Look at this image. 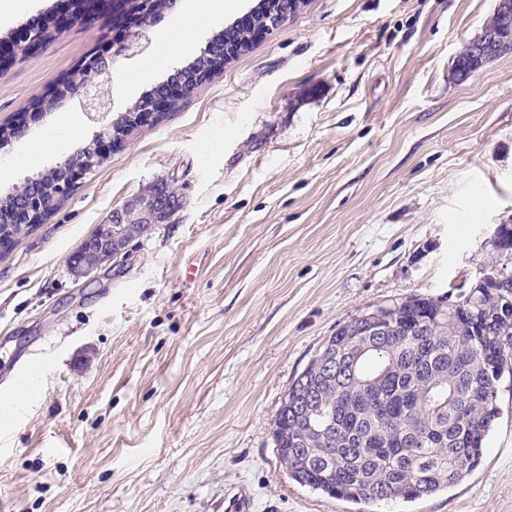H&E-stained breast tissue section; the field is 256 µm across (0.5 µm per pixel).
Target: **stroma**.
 I'll return each mask as SVG.
<instances>
[{
    "label": "stroma",
    "instance_id": "1",
    "mask_svg": "<svg viewBox=\"0 0 512 512\" xmlns=\"http://www.w3.org/2000/svg\"><path fill=\"white\" fill-rule=\"evenodd\" d=\"M257 0H228L176 41L172 11L142 53L111 56L139 0H116L0 68V197L91 143L77 99H37L91 56L113 112L166 83ZM497 0H305L223 71L139 127L33 232L0 253V512H512V383L480 465L389 507L301 486L273 432L281 400L325 340L368 308L459 293L497 265L512 224V52L455 64ZM169 181L183 206L124 258L68 261L113 208Z\"/></svg>",
    "mask_w": 512,
    "mask_h": 512
}]
</instances>
